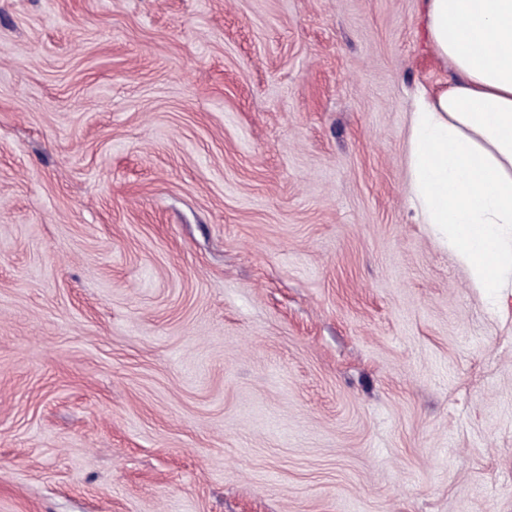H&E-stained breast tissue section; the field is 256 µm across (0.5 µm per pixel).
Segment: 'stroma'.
Here are the masks:
<instances>
[{
    "label": "stroma",
    "mask_w": 512,
    "mask_h": 512,
    "mask_svg": "<svg viewBox=\"0 0 512 512\" xmlns=\"http://www.w3.org/2000/svg\"><path fill=\"white\" fill-rule=\"evenodd\" d=\"M419 0H0V512H512L506 311L414 221Z\"/></svg>",
    "instance_id": "obj_1"
}]
</instances>
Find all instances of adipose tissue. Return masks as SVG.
Masks as SVG:
<instances>
[{
	"mask_svg": "<svg viewBox=\"0 0 512 512\" xmlns=\"http://www.w3.org/2000/svg\"><path fill=\"white\" fill-rule=\"evenodd\" d=\"M453 80L415 87L407 190L492 300L512 288V0H420Z\"/></svg>",
	"mask_w": 512,
	"mask_h": 512,
	"instance_id": "adipose-tissue-1",
	"label": "adipose tissue"
}]
</instances>
